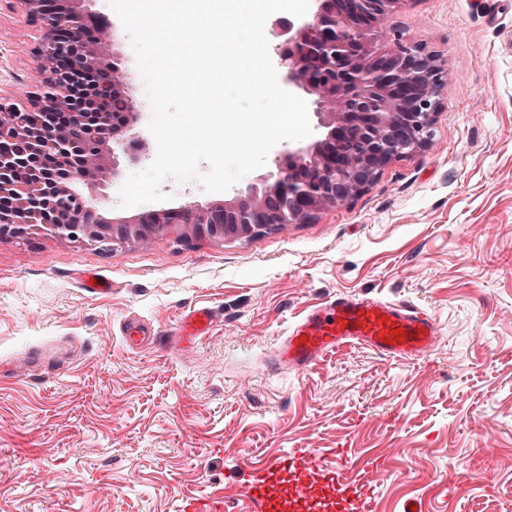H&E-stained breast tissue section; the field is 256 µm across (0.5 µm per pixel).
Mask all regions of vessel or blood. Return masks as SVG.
<instances>
[{"mask_svg":"<svg viewBox=\"0 0 512 512\" xmlns=\"http://www.w3.org/2000/svg\"><path fill=\"white\" fill-rule=\"evenodd\" d=\"M216 321L211 307L197 306L184 314L179 338L193 342L207 336ZM400 339H393V329ZM440 341L435 317L409 301L339 293L319 303L294 323L287 336L268 353L279 369L304 371L347 346H361L396 361L426 357ZM333 459L320 464L312 448H292L254 467L243 458L239 490L251 512H310L324 505L327 512H370L373 480L388 471V456L375 454L354 459L351 449L336 448ZM360 477L347 479L350 468Z\"/></svg>","mask_w":512,"mask_h":512,"instance_id":"b4317fda","label":"vessel or blood"}]
</instances>
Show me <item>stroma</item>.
I'll return each mask as SVG.
<instances>
[{"instance_id": "35a3bbf8", "label": "stroma", "mask_w": 512, "mask_h": 512, "mask_svg": "<svg viewBox=\"0 0 512 512\" xmlns=\"http://www.w3.org/2000/svg\"><path fill=\"white\" fill-rule=\"evenodd\" d=\"M388 22L448 71L434 142L315 223L109 253L43 232L0 241V512H181L201 496L239 512L243 456L343 445L391 453L373 512L412 498L423 512H512V0H405ZM36 36L0 14V94L33 90ZM114 52L140 107L133 131L149 137L125 29ZM155 155L98 186L106 218L144 213L119 190ZM161 189L172 208L222 197L196 181ZM88 271L110 294L84 291ZM340 292L413 301L436 317L439 347L397 362L349 346L305 371L269 368L289 326ZM198 304L218 318L182 346L175 327ZM131 317L154 325V344L123 346Z\"/></svg>"}]
</instances>
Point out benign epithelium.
<instances>
[{"instance_id": "benign-epithelium-1", "label": "benign epithelium", "mask_w": 512, "mask_h": 512, "mask_svg": "<svg viewBox=\"0 0 512 512\" xmlns=\"http://www.w3.org/2000/svg\"><path fill=\"white\" fill-rule=\"evenodd\" d=\"M406 0H318L295 23L275 20L277 64L288 85L313 97L324 138L277 156L275 169L245 194L206 205L187 203L130 221L105 220L75 185L119 173L116 150L139 155L128 139L137 100L122 69L111 62L115 27L86 11L84 0H7L40 27L34 48L39 84L25 102L0 98V240H23L49 230L103 252L168 231L197 238H252L284 224H308L331 207L351 202L394 161L431 145L448 73L436 52L393 34V47L376 46L385 21ZM123 99L120 110L110 100ZM36 114H70L73 123L35 125ZM48 153L71 164L59 182L12 175L17 155Z\"/></svg>"}]
</instances>
